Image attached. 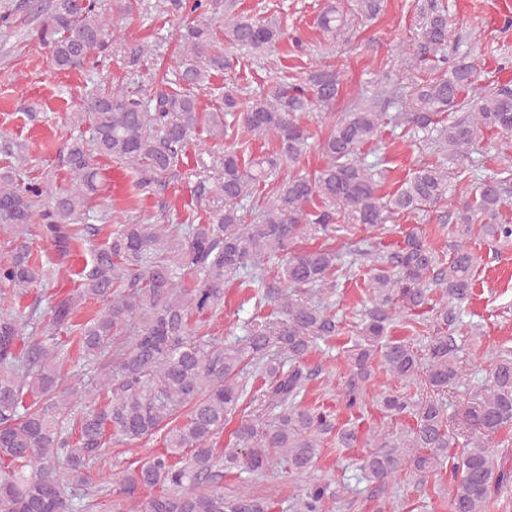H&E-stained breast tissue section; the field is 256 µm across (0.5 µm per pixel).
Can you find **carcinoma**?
I'll use <instances>...</instances> for the list:
<instances>
[{
  "instance_id": "carcinoma-1",
  "label": "carcinoma",
  "mask_w": 512,
  "mask_h": 512,
  "mask_svg": "<svg viewBox=\"0 0 512 512\" xmlns=\"http://www.w3.org/2000/svg\"><path fill=\"white\" fill-rule=\"evenodd\" d=\"M136 0H114L105 14L98 0H51L39 41L60 71L83 69L108 46L132 14ZM161 14H196L179 44L170 85L147 97L124 86L95 88L72 122L81 128L66 146L70 185L27 180L17 168L0 173V231L9 248L0 255V512H274L276 502L243 484L224 495V470L260 476L275 468L304 475L313 467L323 439L338 445L359 440L353 428H338L333 414L302 403L315 371L304 361L319 342L343 334V322L322 300L335 294L346 275L336 249V224L384 230L401 215L427 216L448 198V169L423 164L398 188L381 193L387 169L366 160L363 149L389 128L412 125L426 145L462 162L484 134L512 132V85L503 83L470 100L462 96L478 79V62L465 50L448 62V3L424 0L413 39L398 56L416 55L427 76L399 95L388 75L376 80L371 99L357 97L342 112L329 113L318 148L324 164L300 167L316 134L302 114L336 105L340 74L323 64L293 81L281 80L245 99L224 92V111L208 122L224 139L216 191L224 205L201 224H173L131 216L95 245L87 224L101 191L102 161L136 175L135 188L155 192L182 178V156L201 123L197 91L214 72H230L233 58L218 46L217 33L241 49L261 52L282 37L277 22L249 13L239 0H224L223 12L205 0H161ZM384 0H352L346 14L330 5L318 26L330 33L351 30L352 19L381 15ZM396 104L398 112L388 108ZM233 121L224 122L225 116ZM272 145L268 155L251 152L255 141ZM288 176H281L282 171ZM472 190L448 227V252L431 247L414 225L394 250L379 242L356 249L369 263L370 306L355 323L345 350L352 375L343 392L350 409L382 367L426 392L413 399L383 393L381 411L412 426L397 435L373 430L366 444L376 451L362 460V478L384 484L403 470L424 480L451 465L448 512H491L498 494L512 488V470L495 462L494 441L512 429V350L491 354L485 382L460 416L448 415L445 395L465 376L455 333L461 307L472 298L478 257L468 246L474 225L485 242L512 244V221L503 209L512 197V163L497 170L468 169ZM281 180L262 198L252 221L244 202L266 184ZM57 258L87 255L75 288L27 305L17 301L55 283L58 269L44 265L30 246V226ZM328 241L311 250L298 241ZM283 262L269 281V263ZM235 279L256 289L254 311L244 335L228 344L204 327L224 307L227 284ZM442 304L424 347L407 312L427 306L433 291ZM96 310L76 319L80 305ZM402 324L408 338L391 337ZM71 363L76 374L61 373ZM259 409L233 431L234 448L222 454L214 439L229 415L245 402ZM160 436L163 451L127 472L120 482L95 483L91 468L109 459L112 440L129 443ZM464 442H459V438ZM462 444L459 456L450 448ZM141 489L156 493L144 504ZM339 497L325 483H311L293 512H325Z\"/></svg>"
}]
</instances>
